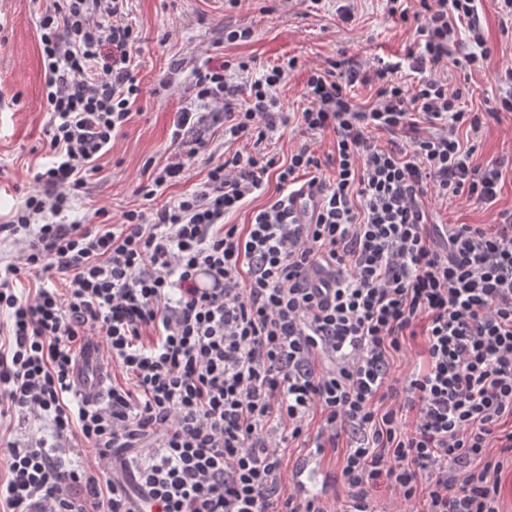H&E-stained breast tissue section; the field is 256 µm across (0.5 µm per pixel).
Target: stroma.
I'll return each instance as SVG.
<instances>
[{"instance_id":"stroma-1","label":"stroma","mask_w":512,"mask_h":512,"mask_svg":"<svg viewBox=\"0 0 512 512\" xmlns=\"http://www.w3.org/2000/svg\"><path fill=\"white\" fill-rule=\"evenodd\" d=\"M336 8V0H321L315 9L306 0H241L235 7L228 0H131L143 49L139 69L143 93L136 114L101 159L102 169L91 178L87 195L77 201L74 218L98 223L97 211L103 208L116 220L136 206H161L205 180L208 155L202 152L192 159L185 182L150 202L135 193L143 180L144 163L150 159L159 163L167 156L174 116L189 93L181 75L171 91L152 92L172 55L199 61L219 53L230 61H248L257 71L284 57L297 58L296 70L277 91L283 111L295 112L305 105L307 70L323 65L337 50L390 60L402 56L412 39L413 23L390 17L380 0H353L348 22L338 19ZM479 14L494 64L512 62V27L502 25L496 0H480ZM38 17L32 0H0V218L22 203L35 169L45 161L46 75ZM229 22L252 25L254 38L217 47ZM510 154L512 117L488 121L477 141L478 161ZM426 204L442 224H487L494 217L493 211L461 201L443 204L432 195Z\"/></svg>"}]
</instances>
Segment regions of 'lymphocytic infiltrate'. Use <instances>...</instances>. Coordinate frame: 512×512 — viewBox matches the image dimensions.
<instances>
[{"instance_id":"1","label":"lymphocytic infiltrate","mask_w":512,"mask_h":512,"mask_svg":"<svg viewBox=\"0 0 512 512\" xmlns=\"http://www.w3.org/2000/svg\"><path fill=\"white\" fill-rule=\"evenodd\" d=\"M384 9L416 23L404 56L339 50L308 71L298 112L276 96L296 58L258 72L171 59L160 86L186 72L191 93L170 155L145 162L138 193L183 181L214 136L249 150L161 207L90 226L69 215L141 95L138 31L129 0H53L41 12L48 160L0 223L19 248L0 264V512H133L139 501L150 512H386L381 487L409 512H503L512 210L496 204L512 157L477 162L474 139L512 113V65L468 110L470 87L447 72L490 64L477 0ZM359 84L371 104L356 100ZM281 127L301 138L283 159L263 147ZM271 171L278 197L228 223ZM430 194L497 214L440 224ZM29 278L41 282L31 294ZM417 337L424 369L394 378ZM97 339L128 381L90 404L72 369ZM30 415L40 433L16 436ZM342 440L344 500L284 489L287 451ZM68 447L94 449L95 464L62 467Z\"/></svg>"}]
</instances>
